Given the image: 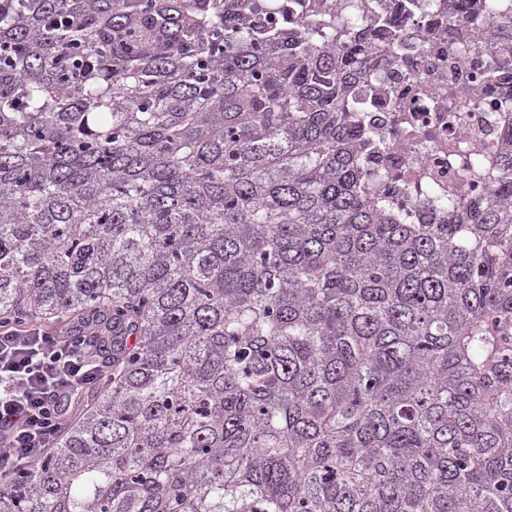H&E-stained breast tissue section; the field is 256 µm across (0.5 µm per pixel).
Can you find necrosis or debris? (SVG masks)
<instances>
[{"instance_id":"1","label":"necrosis or debris","mask_w":512,"mask_h":512,"mask_svg":"<svg viewBox=\"0 0 512 512\" xmlns=\"http://www.w3.org/2000/svg\"><path fill=\"white\" fill-rule=\"evenodd\" d=\"M382 9L400 12L405 37L423 42L420 51L379 56L369 77L367 108L374 129L387 146L375 158L379 170L395 176L396 206L413 223L438 224L442 203L464 185L463 172L448 159L449 151L471 154L495 135L482 113L466 122L448 121L440 95L447 89L475 94L487 104L502 102L500 87H480L476 76L485 57L471 52L448 53V13L459 0H377Z\"/></svg>"}]
</instances>
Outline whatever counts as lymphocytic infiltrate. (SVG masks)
Listing matches in <instances>:
<instances>
[{"label": "lymphocytic infiltrate", "instance_id": "1", "mask_svg": "<svg viewBox=\"0 0 512 512\" xmlns=\"http://www.w3.org/2000/svg\"><path fill=\"white\" fill-rule=\"evenodd\" d=\"M104 375L95 354L75 340L0 323V458L43 454L75 396Z\"/></svg>", "mask_w": 512, "mask_h": 512}]
</instances>
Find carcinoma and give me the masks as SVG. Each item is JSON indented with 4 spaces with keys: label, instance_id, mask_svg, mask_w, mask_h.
<instances>
[{
    "label": "carcinoma",
    "instance_id": "carcinoma-1",
    "mask_svg": "<svg viewBox=\"0 0 512 512\" xmlns=\"http://www.w3.org/2000/svg\"><path fill=\"white\" fill-rule=\"evenodd\" d=\"M448 15L492 38L498 0ZM340 0H0V323L112 366L0 512H512V117L410 224Z\"/></svg>",
    "mask_w": 512,
    "mask_h": 512
}]
</instances>
